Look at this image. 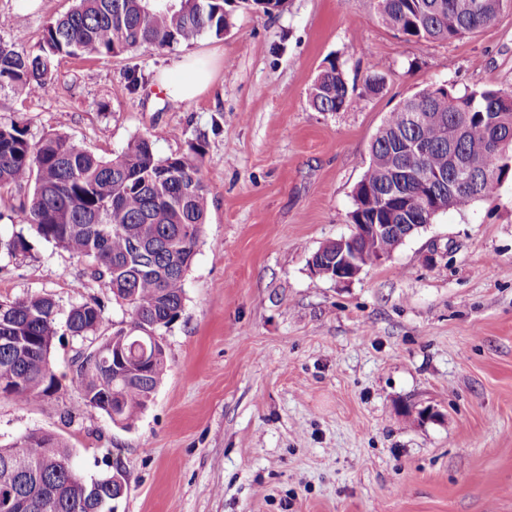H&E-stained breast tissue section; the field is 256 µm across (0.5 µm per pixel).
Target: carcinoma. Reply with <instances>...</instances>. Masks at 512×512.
Instances as JSON below:
<instances>
[{"label":"carcinoma","instance_id":"obj_1","mask_svg":"<svg viewBox=\"0 0 512 512\" xmlns=\"http://www.w3.org/2000/svg\"><path fill=\"white\" fill-rule=\"evenodd\" d=\"M229 0H77L50 22L35 52L21 38L0 41V110L41 94L55 80L59 57L112 59L139 47L190 45L202 34L231 27ZM379 20L416 41H454L493 23L512 0H372ZM355 88L330 59L309 101L318 112H340ZM419 142L425 152H405ZM189 153L157 158L152 142L133 138L105 159L55 133L37 141L14 119H0V203L24 226L0 236V254L32 256L35 238L54 243L84 264L83 274L127 308L130 327L97 333L106 320L93 299L59 318L55 300L31 295L0 300V395L21 403L52 397L59 388L51 353L63 332L93 345L79 352L72 381L82 393L71 410L104 413L128 427L152 401L167 370L162 331L182 315L185 279L208 213V188L199 159ZM405 169L420 179L398 183ZM448 172L438 184L426 173ZM512 179V92L485 88L456 92L427 86L388 113L370 146V161L355 190L352 224H416L419 205L435 198L442 210H466ZM395 241L359 248L363 266ZM73 449L40 430L0 446V493L15 512H114L119 468L86 478L72 464Z\"/></svg>","mask_w":512,"mask_h":512}]
</instances>
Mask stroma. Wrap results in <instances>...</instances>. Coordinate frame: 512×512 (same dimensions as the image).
I'll return each mask as SVG.
<instances>
[{
  "label": "stroma",
  "mask_w": 512,
  "mask_h": 512,
  "mask_svg": "<svg viewBox=\"0 0 512 512\" xmlns=\"http://www.w3.org/2000/svg\"><path fill=\"white\" fill-rule=\"evenodd\" d=\"M75 0H0L36 51ZM223 37L141 47L112 60L59 58L57 78L13 106L32 139L62 132L109 158L135 136L158 157L203 142L207 221L185 310L162 342L167 371L132 427L64 418L82 345L58 337L62 387L0 396V445L31 430L73 448L85 477L122 467L117 512H512V181L465 211L437 214L388 261L348 285L308 260L349 235L354 189L387 113L428 85L512 91V9L453 42L406 39L371 0H285L267 16L233 0ZM211 57L210 88L169 100L158 77ZM381 93L318 112L309 93L330 59ZM142 86L129 93L124 74ZM81 265L39 240L0 259V299L51 296L60 312L97 298L107 336L130 315Z\"/></svg>",
  "instance_id": "obj_1"
}]
</instances>
